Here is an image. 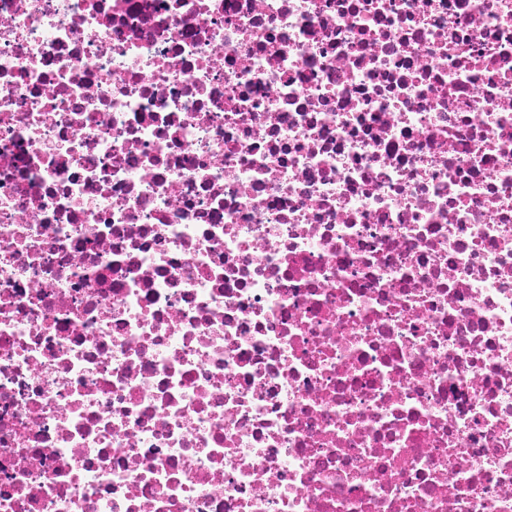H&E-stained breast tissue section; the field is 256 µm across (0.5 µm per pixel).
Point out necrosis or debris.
I'll list each match as a JSON object with an SVG mask.
<instances>
[{
	"mask_svg": "<svg viewBox=\"0 0 512 512\" xmlns=\"http://www.w3.org/2000/svg\"><path fill=\"white\" fill-rule=\"evenodd\" d=\"M0 512H512V0H0Z\"/></svg>",
	"mask_w": 512,
	"mask_h": 512,
	"instance_id": "obj_1",
	"label": "necrosis or debris"
}]
</instances>
